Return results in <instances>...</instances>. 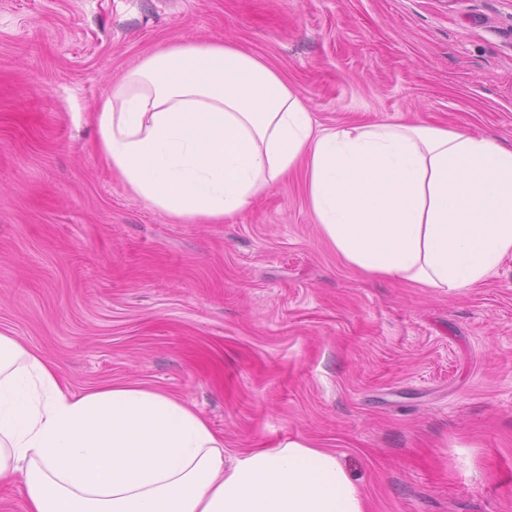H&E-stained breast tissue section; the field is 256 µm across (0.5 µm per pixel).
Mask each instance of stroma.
<instances>
[{
    "label": "stroma",
    "instance_id": "obj_1",
    "mask_svg": "<svg viewBox=\"0 0 512 512\" xmlns=\"http://www.w3.org/2000/svg\"><path fill=\"white\" fill-rule=\"evenodd\" d=\"M181 41L260 58L324 127L512 146V0H0V331L74 390L181 399L229 454L334 449L372 512H512V254L461 292L364 275L302 167L221 224L154 212L91 116Z\"/></svg>",
    "mask_w": 512,
    "mask_h": 512
}]
</instances>
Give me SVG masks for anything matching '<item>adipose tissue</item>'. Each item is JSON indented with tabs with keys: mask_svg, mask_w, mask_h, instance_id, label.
Listing matches in <instances>:
<instances>
[{
	"mask_svg": "<svg viewBox=\"0 0 512 512\" xmlns=\"http://www.w3.org/2000/svg\"><path fill=\"white\" fill-rule=\"evenodd\" d=\"M103 163L178 224H221L298 164L312 216L365 273L461 291L512 254V146L464 129L316 126L259 58L179 42L94 114ZM25 512H369L335 450L291 437L225 457L182 400L141 383L77 392L0 332V483Z\"/></svg>",
	"mask_w": 512,
	"mask_h": 512,
	"instance_id": "adipose-tissue-1",
	"label": "adipose tissue"
}]
</instances>
